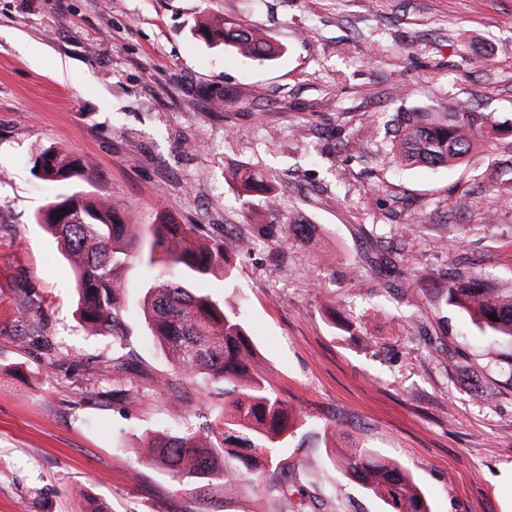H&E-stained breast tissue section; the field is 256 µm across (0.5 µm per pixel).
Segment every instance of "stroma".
I'll return each mask as SVG.
<instances>
[{
	"label": "stroma",
	"mask_w": 512,
	"mask_h": 512,
	"mask_svg": "<svg viewBox=\"0 0 512 512\" xmlns=\"http://www.w3.org/2000/svg\"><path fill=\"white\" fill-rule=\"evenodd\" d=\"M207 19L281 54L208 43ZM452 102L496 130L457 165H398L397 117ZM47 147L85 176L39 178ZM237 168L269 193L245 202ZM68 190L240 241L237 293L207 288L240 303L271 392L305 420L280 452L302 512H387L329 463L354 442L431 512H512V341L439 296L454 271L512 292V0H0V512H203L138 449L223 431L224 384L160 385L143 262L122 275L123 340L78 321L76 275L36 221ZM281 508L249 483L221 510ZM211 32L224 42V46L235 49L258 62L273 61L279 54L278 48L264 33L237 22H224L222 26L211 29Z\"/></svg>",
	"instance_id": "obj_1"
}]
</instances>
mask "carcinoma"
Returning a JSON list of instances; mask_svg holds the SVG:
<instances>
[{"mask_svg": "<svg viewBox=\"0 0 512 512\" xmlns=\"http://www.w3.org/2000/svg\"><path fill=\"white\" fill-rule=\"evenodd\" d=\"M212 34L258 62L273 61L279 54L264 33L236 22H226ZM486 121L484 117L478 124L467 112H450L445 121L419 118L396 143V158L406 166L457 163L470 152ZM34 166L50 182L71 183L84 176V165L57 148L42 151ZM37 222L57 239L76 274L79 320L99 332L114 333L123 301L122 268L135 244H147L142 260L153 283L146 292L144 314L172 371L185 378L206 374L224 382L230 410L224 412L222 437L166 434L143 447L141 457L162 465L178 482L197 485L202 501L212 508L218 504L216 490L243 485L247 474L253 482L265 479L276 487L285 508H290L288 484L265 469L294 434L295 411L270 393L261 358L238 310L197 287L220 269L224 290H235L232 255L237 248L167 217L140 227L124 224L116 205L82 191L50 202ZM445 302L466 313L483 332L512 339V294L456 274L448 283ZM493 314L498 321L491 319ZM331 463L385 503L388 512H431L411 475L371 448H346Z\"/></svg>", "mask_w": 512, "mask_h": 512, "instance_id": "cac0c4a2", "label": "carcinoma"}]
</instances>
